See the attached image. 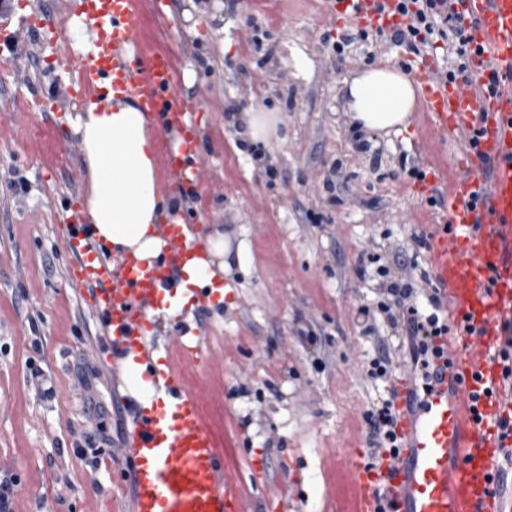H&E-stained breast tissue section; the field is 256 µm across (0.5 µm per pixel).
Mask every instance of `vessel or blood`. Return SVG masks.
Segmentation results:
<instances>
[{"label":"vessel or blood","mask_w":512,"mask_h":512,"mask_svg":"<svg viewBox=\"0 0 512 512\" xmlns=\"http://www.w3.org/2000/svg\"><path fill=\"white\" fill-rule=\"evenodd\" d=\"M399 0H336V11L362 29L406 26ZM468 41V73L443 79L435 57L416 66L420 84L417 138L430 158L416 198L438 200L429 222L424 260L429 282L446 313L448 332L436 338L444 357L435 362L430 393L411 402L412 379L392 390L396 450L369 461L362 444L342 449L352 512H507L512 495L502 485L505 449L512 448V382L500 351L512 324V0H450ZM158 0H65L37 15L30 28L59 35L82 16L96 30L95 49L68 57L75 74V104L111 92L135 100L163 144V194L206 197L209 176L186 151H173L172 134H194L191 111L178 96L173 56L146 48L143 21ZM461 140L448 159L439 144ZM64 245L73 259L72 288L88 291L104 324L113 360L133 359L161 382L169 405H134L127 440L116 453L113 482L131 470L132 512H251V499L227 474L224 450L203 409L198 370L210 353L198 334L179 329L160 364L147 326L178 305L182 267L192 250L180 229L165 232L157 258L130 253L103 259L92 252L88 219L67 215Z\"/></svg>","instance_id":"obj_1"}]
</instances>
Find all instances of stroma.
<instances>
[{
	"instance_id": "stroma-1",
	"label": "stroma",
	"mask_w": 512,
	"mask_h": 512,
	"mask_svg": "<svg viewBox=\"0 0 512 512\" xmlns=\"http://www.w3.org/2000/svg\"><path fill=\"white\" fill-rule=\"evenodd\" d=\"M60 2L0 0V25L24 61L0 92V119L8 121L0 126V475L28 488L14 498V512H128V494L92 465L93 450L116 433L122 380L110 355L93 362L102 328L68 285L70 257L61 245V209L86 208L85 160L69 161L70 192L32 148L41 119L73 133L68 91L43 75L86 48L72 35L62 44L42 41L19 24ZM164 2L168 22L147 21L146 40L195 73L178 95L204 120L196 157L216 191L204 202V228L223 231L229 243L223 302L188 320L221 378L219 388H205L204 410L231 469L244 449L263 450L267 491L291 487L297 512H346V479L331 452L342 440H367L364 415L390 389L368 378L366 366L383 343L396 371L407 369L400 329L380 314L375 334L365 335L357 309L381 300L383 265L427 286L415 267L425 229L410 220L418 206L411 172L425 170L426 156L412 127L357 134L341 88L370 67L410 70L411 54L374 33L355 35L336 53L337 37L353 26L332 14L333 0H201L206 13L192 35L187 0ZM258 106L280 123L256 157L240 148L235 121ZM359 138L367 151L356 149ZM330 180L335 189H327ZM369 254L381 262L358 277V259ZM86 362L107 409L100 420L84 413ZM32 364L53 392L31 378Z\"/></svg>"
}]
</instances>
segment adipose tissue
<instances>
[{
  "label": "adipose tissue",
  "mask_w": 512,
  "mask_h": 512,
  "mask_svg": "<svg viewBox=\"0 0 512 512\" xmlns=\"http://www.w3.org/2000/svg\"><path fill=\"white\" fill-rule=\"evenodd\" d=\"M345 108L355 126L368 132L407 129L416 102V82L391 67L355 74L344 86ZM90 177L87 210L99 241L142 260L158 256L164 241L159 224L156 162L147 121L132 101L87 102L73 124ZM189 242L200 244L197 258L184 268L183 287L211 286L227 270L228 246L222 233L185 229Z\"/></svg>",
  "instance_id": "obj_1"
}]
</instances>
